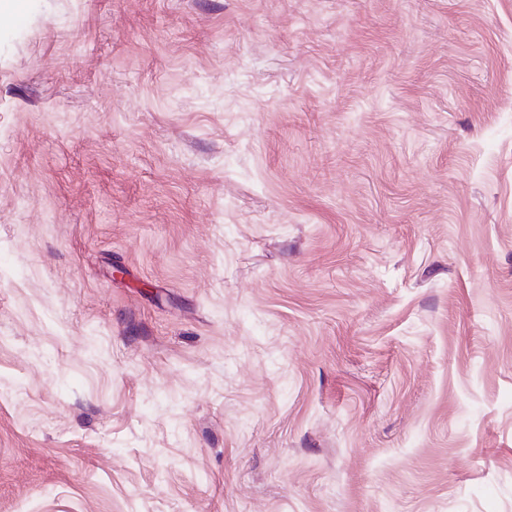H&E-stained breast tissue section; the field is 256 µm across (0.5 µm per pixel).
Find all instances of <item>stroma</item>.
Returning <instances> with one entry per match:
<instances>
[{"instance_id": "stroma-1", "label": "stroma", "mask_w": 512, "mask_h": 512, "mask_svg": "<svg viewBox=\"0 0 512 512\" xmlns=\"http://www.w3.org/2000/svg\"><path fill=\"white\" fill-rule=\"evenodd\" d=\"M0 512H512V0L0 15Z\"/></svg>"}]
</instances>
